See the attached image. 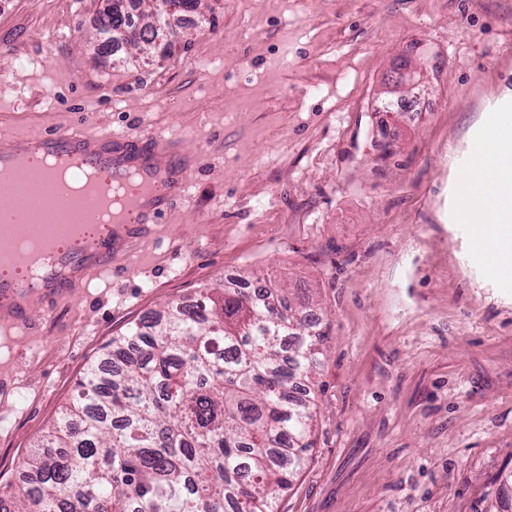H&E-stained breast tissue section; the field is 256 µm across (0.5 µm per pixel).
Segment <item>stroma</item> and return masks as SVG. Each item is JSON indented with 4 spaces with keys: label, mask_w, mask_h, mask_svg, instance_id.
Instances as JSON below:
<instances>
[{
    "label": "stroma",
    "mask_w": 512,
    "mask_h": 512,
    "mask_svg": "<svg viewBox=\"0 0 512 512\" xmlns=\"http://www.w3.org/2000/svg\"><path fill=\"white\" fill-rule=\"evenodd\" d=\"M100 0H0V127L176 141L156 234L0 335V486L113 336L255 278L313 297L314 448L277 512H512V287L461 222L512 109V0H202L167 53L101 52ZM424 67L417 121L381 112ZM430 81L427 75L417 68H413L411 65H405L397 75L392 79V85L389 89L399 93H412L414 90H427L429 88Z\"/></svg>",
    "instance_id": "1"
}]
</instances>
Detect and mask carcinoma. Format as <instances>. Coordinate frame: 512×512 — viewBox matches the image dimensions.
Masks as SVG:
<instances>
[{"mask_svg":"<svg viewBox=\"0 0 512 512\" xmlns=\"http://www.w3.org/2000/svg\"><path fill=\"white\" fill-rule=\"evenodd\" d=\"M112 0L107 41L154 51L163 6L138 0L135 26ZM170 302L112 339L23 462L30 487H0V512H276L279 493L313 448L312 373L321 334L284 288H204Z\"/></svg>","mask_w":512,"mask_h":512,"instance_id":"carcinoma-1","label":"carcinoma"}]
</instances>
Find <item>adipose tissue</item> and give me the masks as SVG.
<instances>
[{"instance_id":"ef3b65f1","label":"adipose tissue","mask_w":512,"mask_h":512,"mask_svg":"<svg viewBox=\"0 0 512 512\" xmlns=\"http://www.w3.org/2000/svg\"><path fill=\"white\" fill-rule=\"evenodd\" d=\"M464 209L498 273L512 275V117L493 126L474 149Z\"/></svg>"}]
</instances>
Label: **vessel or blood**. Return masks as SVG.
Returning a JSON list of instances; mask_svg holds the SVG:
<instances>
[{
    "label": "vessel or blood",
    "mask_w": 512,
    "mask_h": 512,
    "mask_svg": "<svg viewBox=\"0 0 512 512\" xmlns=\"http://www.w3.org/2000/svg\"><path fill=\"white\" fill-rule=\"evenodd\" d=\"M33 144L40 151L82 156L87 167L110 170L113 184H121L128 173L140 171L146 176V204L136 205V217L122 225L119 235L103 240L91 254L65 252L54 267L43 273L41 288L32 291L0 282V296H16V303L0 307V330L7 332L24 324L31 308L41 305L60 291L82 287L93 273L111 268L116 254L133 240L144 235L150 225L161 223L174 200L184 198L188 171L182 158L177 157L171 143L153 136L131 140L121 135L101 133L92 135L83 127L47 128L34 133H14L0 136V174L30 183L43 182L42 173L22 170L14 163L18 147Z\"/></svg>",
    "instance_id": "vessel-or-blood-1"
}]
</instances>
